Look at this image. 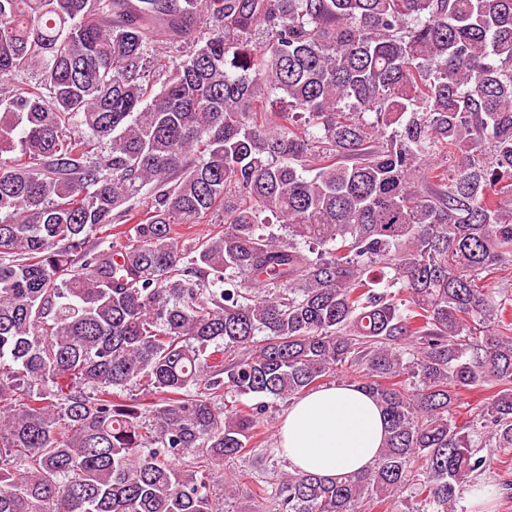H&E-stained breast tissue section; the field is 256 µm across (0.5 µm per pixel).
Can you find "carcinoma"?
<instances>
[{"mask_svg":"<svg viewBox=\"0 0 512 512\" xmlns=\"http://www.w3.org/2000/svg\"><path fill=\"white\" fill-rule=\"evenodd\" d=\"M508 265L512 0H0V512H218L199 469L345 369L382 455L269 512H466L485 444L506 495ZM210 219H213L212 222L215 221L216 216H211L208 219H204L202 224H193L190 229L182 228L180 229L181 235L178 236V246L179 248H186L191 246V244L195 243V240L199 237L206 236L211 231L218 230L215 228L217 224H211Z\"/></svg>","mask_w":512,"mask_h":512,"instance_id":"carcinoma-1","label":"carcinoma"}]
</instances>
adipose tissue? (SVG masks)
Listing matches in <instances>:
<instances>
[{"label":"adipose tissue","instance_id":"obj_1","mask_svg":"<svg viewBox=\"0 0 512 512\" xmlns=\"http://www.w3.org/2000/svg\"><path fill=\"white\" fill-rule=\"evenodd\" d=\"M386 434L379 405L355 383L324 386L295 400L278 446L291 468L332 480L369 469Z\"/></svg>","mask_w":512,"mask_h":512}]
</instances>
